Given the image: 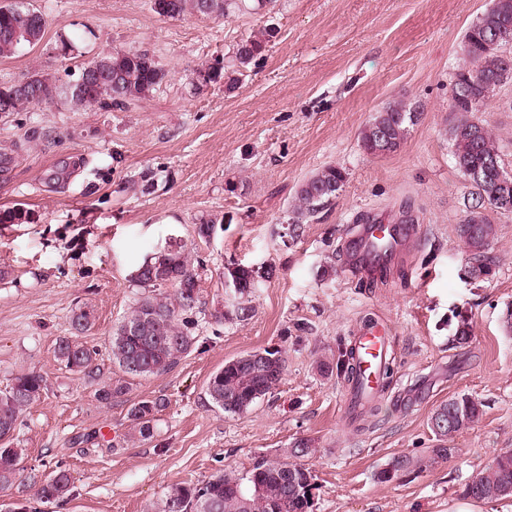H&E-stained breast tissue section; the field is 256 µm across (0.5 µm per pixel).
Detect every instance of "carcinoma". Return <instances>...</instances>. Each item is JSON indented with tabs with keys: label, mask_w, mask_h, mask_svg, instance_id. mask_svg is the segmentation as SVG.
Returning a JSON list of instances; mask_svg holds the SVG:
<instances>
[{
	"label": "carcinoma",
	"mask_w": 512,
	"mask_h": 512,
	"mask_svg": "<svg viewBox=\"0 0 512 512\" xmlns=\"http://www.w3.org/2000/svg\"><path fill=\"white\" fill-rule=\"evenodd\" d=\"M241 0H161L158 15L177 18L186 14L225 17L241 10ZM47 20L33 7L18 4L0 7V58H10L22 46L34 47L44 37ZM499 40L512 43V0H494L493 6L481 15L466 31L461 53L463 65L454 76V95L451 111L454 122L450 141L455 164L461 174L476 188L475 196L465 207L468 222L457 226V234L471 251V258L488 267L491 258L484 253L495 227L484 215L487 208H495L491 190L497 176L496 165L503 164L502 154L487 121L474 117L480 111L474 101L482 98L484 78L505 70L503 54L489 48V42ZM268 38L257 35L241 40L233 48L229 67L220 61L197 71L195 89L211 83H224L232 90L239 82L238 73L261 57ZM84 69L93 71L80 91L71 86H58L49 76L39 72L25 80L32 95L40 94L43 101L64 98L79 107L98 104L104 108L118 106L129 100L148 96L161 85L167 73L146 53H107L87 63ZM412 121L406 105L396 102L376 112L363 128L361 148L375 154L380 134L390 140L392 151L403 145L408 122ZM346 172L328 165L310 176L299 187L292 204L289 230L297 235L299 225L323 208L341 190ZM133 278L144 288V294L131 311L113 329L110 340L112 363L129 378L159 376L170 372L191 350L195 336L192 321L178 322V314L194 311L199 301L198 276L188 256L171 249L141 264ZM170 286L173 295H164L159 288ZM226 311L224 319L245 321L253 316V290L256 288L254 270L244 266L227 268L224 275ZM139 322L143 333L128 336L127 323ZM94 323L92 311L79 308L70 317L71 335L59 339L55 355L69 370L94 379L100 373L98 351L81 340ZM317 370L324 376L339 371L347 380L358 374L354 352L345 350L334 359L317 362ZM286 360L278 348L255 350L224 362L207 382V394L212 403L229 415L248 411L258 400L270 393L283 379ZM44 389V379L35 372L17 375L12 383L0 390V439L13 440L21 412L36 400ZM127 383L117 380L96 391L97 399L108 403L127 394ZM167 406L164 398L141 399L128 410L132 428L129 438L146 441L153 437L154 421ZM467 426L479 419L481 404L469 395L449 398L435 407L429 417L431 431L444 442L432 449V456L444 458L450 449L445 446L448 437L458 429L448 430V413ZM297 461L289 462L288 453L258 460L250 471L239 475L233 471L218 472L201 484L170 488L157 503V512H312L314 475L300 463L313 457L317 449L305 438L296 440ZM21 455L6 454L0 450V487L9 486L17 475ZM422 458L400 457L389 468L393 475L422 468ZM512 485V451L498 454L479 476L466 485V496L481 501L506 499L501 493L504 485ZM71 475L60 465L55 466L48 479L37 489L41 500H60L70 491Z\"/></svg>",
	"instance_id": "carcinoma-1"
}]
</instances>
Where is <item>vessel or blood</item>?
I'll return each instance as SVG.
<instances>
[{"label":"vessel or blood","instance_id":"b4317fda","mask_svg":"<svg viewBox=\"0 0 512 512\" xmlns=\"http://www.w3.org/2000/svg\"><path fill=\"white\" fill-rule=\"evenodd\" d=\"M408 229L400 224L370 222L359 225L351 240V274H378L397 256ZM359 374L349 392L346 410L355 414L382 392L379 370L386 359L390 336L386 326L374 320L363 324L353 340Z\"/></svg>","mask_w":512,"mask_h":512}]
</instances>
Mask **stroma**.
Instances as JSON below:
<instances>
[{"mask_svg":"<svg viewBox=\"0 0 512 512\" xmlns=\"http://www.w3.org/2000/svg\"><path fill=\"white\" fill-rule=\"evenodd\" d=\"M25 2L45 14V36L0 59V83L41 72L64 86L110 52L147 53L167 79L122 107L57 99L0 112V209L30 215L0 223V390L23 372L45 380L18 420L20 474L0 499L38 512H152L169 487L246 472L307 438L317 450L308 462L313 512H512V499L465 494L512 450V213L486 209L492 271L468 278L457 226L472 187L448 133L461 42L492 0H273L226 18H165L150 0ZM263 30L273 33L266 51L234 91L193 90L198 68L229 60L237 42ZM393 101L414 123L398 152L367 154L360 132ZM480 117L512 170V78ZM63 162L69 178L49 181ZM329 164L345 170L342 189L290 236L300 185ZM363 214L413 228L383 280L346 270ZM203 219L217 223L206 240L194 232ZM170 245L199 274L196 342L171 372L132 379L124 397L102 403L97 382L61 365L55 344L75 308L93 309L83 340L99 352L102 379L120 378L109 340L142 293L132 273ZM233 263L260 275L245 322L218 317ZM366 316L389 329L393 374L380 414L351 419L344 381L320 375L316 362L349 344ZM463 319L472 336L458 347ZM266 347L284 350L283 379L247 412L224 414L206 394L209 376ZM461 394L479 399L482 415L449 439L448 457L432 459L428 418ZM159 396L168 404L153 438L128 441L130 404ZM402 456L427 464L378 480ZM58 463L72 477L68 500L38 502L32 476Z\"/></svg>","mask_w":512,"mask_h":512,"instance_id":"1","label":"stroma"}]
</instances>
